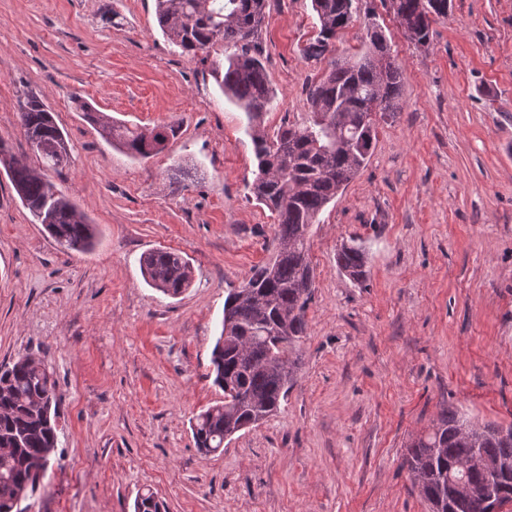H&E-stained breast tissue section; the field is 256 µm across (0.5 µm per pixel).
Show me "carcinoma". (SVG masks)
<instances>
[{
  "label": "carcinoma",
  "mask_w": 512,
  "mask_h": 512,
  "mask_svg": "<svg viewBox=\"0 0 512 512\" xmlns=\"http://www.w3.org/2000/svg\"><path fill=\"white\" fill-rule=\"evenodd\" d=\"M352 5L353 0H312L319 28L303 48L304 56L318 58L331 51L338 32L353 21ZM448 9L449 0H398L394 15L406 36L423 46L432 23L448 16ZM155 13L163 36L184 54L205 61L219 43L232 50L227 65L213 68L212 74L221 94L247 116L257 160L249 190L277 221L274 252L224 301L211 356L214 384L224 391V402L199 413L192 423L196 446L211 453L224 447L225 432L274 414L295 385L314 280L309 233L373 155L379 123L370 114L388 120L399 111L403 73L382 27L371 22L364 48L311 84L308 117H286L270 133L261 119L274 92L258 42L266 0H155ZM78 107L108 144L135 159L157 154L177 132L174 122L131 128L89 103L80 101ZM19 120L28 142L36 143L41 170L6 157L0 145V164L15 193L61 247L91 252L99 240L97 225L48 176L69 164L66 132L35 96L24 101ZM336 263L353 281L365 279L362 246H342ZM143 269L148 284L172 298L192 282L190 262L176 251L146 254ZM49 399L58 400L57 384L43 370L42 359L28 355L0 367V512H26L21 501L36 492L55 464L57 409L49 413L39 407V401ZM500 428L446 407L428 432L411 439L408 470L430 512H448L450 475L469 486L463 512H487L488 493L512 502V470L499 476L475 463L477 458L512 463V435ZM134 512L166 508L149 490L136 496Z\"/></svg>",
  "instance_id": "1"
}]
</instances>
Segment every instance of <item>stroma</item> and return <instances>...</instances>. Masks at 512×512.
<instances>
[{"label": "stroma", "instance_id": "35a3bbf8", "mask_svg": "<svg viewBox=\"0 0 512 512\" xmlns=\"http://www.w3.org/2000/svg\"><path fill=\"white\" fill-rule=\"evenodd\" d=\"M318 60L311 0H267L260 42L275 99L266 129L309 110L307 90L360 48L374 12L404 76L400 110L308 240L314 269L302 366L279 410L203 454L190 423L224 398L210 377L224 299L274 248L251 198L244 112L208 63L159 30L154 0H0V142L37 165L18 122L40 98L70 141L54 181L101 231L66 252L0 168V365L41 357L57 382L56 463L30 512H133L150 490L168 512H429L407 445L451 406L512 425V0H452L428 46L386 0ZM113 21L102 17L104 9ZM179 122L159 154L114 149L77 108ZM368 252L354 283L336 253ZM180 252L193 282L169 298L144 254Z\"/></svg>", "mask_w": 512, "mask_h": 512}]
</instances>
